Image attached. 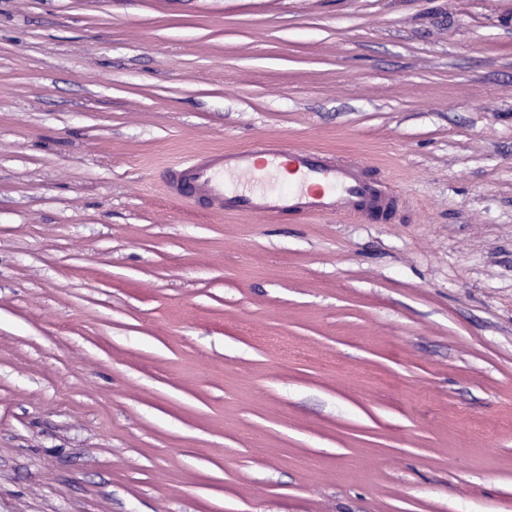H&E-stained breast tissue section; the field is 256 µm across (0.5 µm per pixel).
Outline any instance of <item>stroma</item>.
Returning a JSON list of instances; mask_svg holds the SVG:
<instances>
[{"mask_svg": "<svg viewBox=\"0 0 512 512\" xmlns=\"http://www.w3.org/2000/svg\"><path fill=\"white\" fill-rule=\"evenodd\" d=\"M270 136L406 202L165 196ZM0 512H512V0H0Z\"/></svg>", "mask_w": 512, "mask_h": 512, "instance_id": "1", "label": "stroma"}]
</instances>
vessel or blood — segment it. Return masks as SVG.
<instances>
[{"mask_svg": "<svg viewBox=\"0 0 512 512\" xmlns=\"http://www.w3.org/2000/svg\"><path fill=\"white\" fill-rule=\"evenodd\" d=\"M167 172L168 196L196 199L217 215L357 216L402 203L386 186L366 180L355 162L336 159L323 149L290 146L276 137L246 148L197 154L168 166ZM281 176L288 179L286 190L264 189L265 181Z\"/></svg>", "mask_w": 512, "mask_h": 512, "instance_id": "b4317fda", "label": "vessel or blood"}]
</instances>
